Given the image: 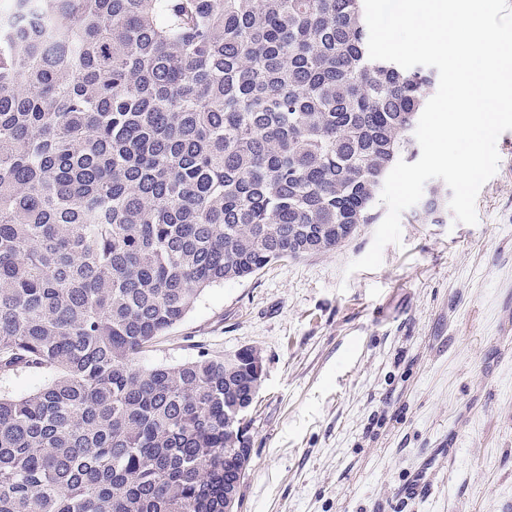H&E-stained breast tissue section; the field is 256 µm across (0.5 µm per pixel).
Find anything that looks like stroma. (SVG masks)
Here are the masks:
<instances>
[{
    "label": "stroma",
    "instance_id": "obj_1",
    "mask_svg": "<svg viewBox=\"0 0 512 512\" xmlns=\"http://www.w3.org/2000/svg\"><path fill=\"white\" fill-rule=\"evenodd\" d=\"M478 222L419 223L380 267L365 224L331 252L206 289L138 357L263 356L238 512H512V131ZM452 456H442V449ZM432 489H400L422 465Z\"/></svg>",
    "mask_w": 512,
    "mask_h": 512
}]
</instances>
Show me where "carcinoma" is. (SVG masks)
I'll return each mask as SVG.
<instances>
[{"label": "carcinoma", "instance_id": "cac0c4a2", "mask_svg": "<svg viewBox=\"0 0 512 512\" xmlns=\"http://www.w3.org/2000/svg\"><path fill=\"white\" fill-rule=\"evenodd\" d=\"M363 0H14L0 16V512H224L253 347L136 360L199 295L378 217L432 71ZM435 187L415 218L444 223ZM45 380V374L35 369L0 373V393L4 396H23L41 387Z\"/></svg>", "mask_w": 512, "mask_h": 512}]
</instances>
